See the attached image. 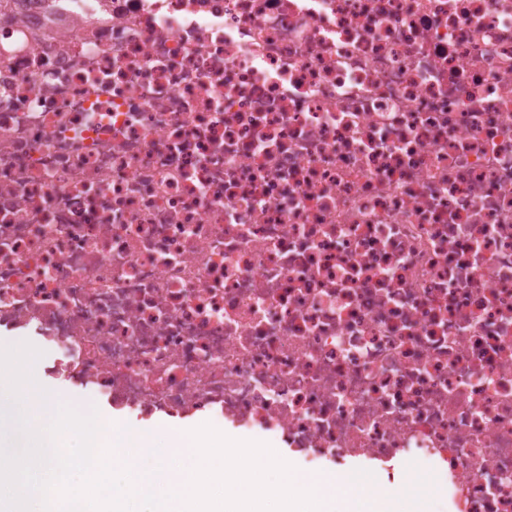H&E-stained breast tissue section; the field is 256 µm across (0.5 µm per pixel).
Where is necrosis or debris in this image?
I'll return each instance as SVG.
<instances>
[{"instance_id": "4bbe7bcc", "label": "necrosis or debris", "mask_w": 512, "mask_h": 512, "mask_svg": "<svg viewBox=\"0 0 512 512\" xmlns=\"http://www.w3.org/2000/svg\"><path fill=\"white\" fill-rule=\"evenodd\" d=\"M0 330L110 409L512 512V0H10Z\"/></svg>"}]
</instances>
